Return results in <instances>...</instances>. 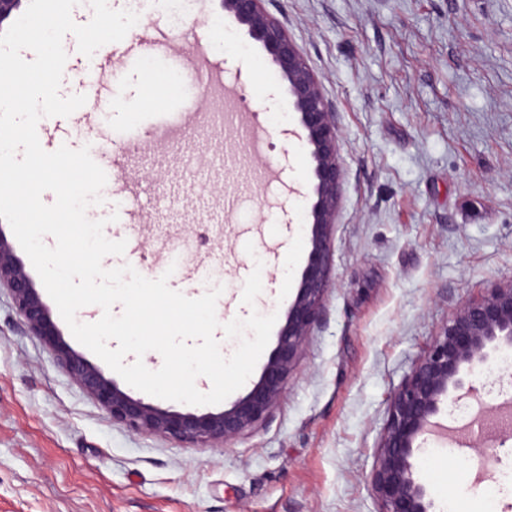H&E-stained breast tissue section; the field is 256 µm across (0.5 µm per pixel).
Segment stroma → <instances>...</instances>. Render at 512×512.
Wrapping results in <instances>:
<instances>
[{
	"mask_svg": "<svg viewBox=\"0 0 512 512\" xmlns=\"http://www.w3.org/2000/svg\"><path fill=\"white\" fill-rule=\"evenodd\" d=\"M142 22L101 58L74 48L59 93L84 106L49 124L66 144L118 159L87 216L127 240L139 274L177 258L169 286L197 298L219 286L223 322L285 320L307 263L312 162L286 83L262 45L221 7L124 0ZM323 82L340 129L343 199L325 314L271 413L206 447L130 431L87 396L31 336L0 288V512H381L371 490L389 397L466 300L512 281V0H264ZM220 61L233 108L265 125L287 111L261 154L240 166L219 97L185 78L197 41ZM156 77L147 80L145 60ZM195 115L160 141L164 113ZM134 208L137 221H111ZM254 254H247L246 243ZM260 270L262 291L242 302ZM502 358L454 391L412 458L435 512H512V437L497 463L474 421L512 402Z\"/></svg>",
	"mask_w": 512,
	"mask_h": 512,
	"instance_id": "stroma-1",
	"label": "stroma"
}]
</instances>
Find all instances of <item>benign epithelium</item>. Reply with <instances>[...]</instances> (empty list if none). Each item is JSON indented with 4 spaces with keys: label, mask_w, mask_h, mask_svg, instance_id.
Here are the masks:
<instances>
[{
    "label": "benign epithelium",
    "mask_w": 512,
    "mask_h": 512,
    "mask_svg": "<svg viewBox=\"0 0 512 512\" xmlns=\"http://www.w3.org/2000/svg\"><path fill=\"white\" fill-rule=\"evenodd\" d=\"M24 2L0 0V25L18 15ZM221 4L261 43L288 82L289 101L300 116L301 138L314 163L307 265L277 344L252 389L220 412H181L133 397L64 340L12 243L0 233V287L9 289L28 332L52 352L69 377L112 421L134 432L197 445L239 438L280 402L308 336L323 316L332 238L343 198L339 128L322 81L282 23L264 9L263 0H221ZM493 343L512 346V283L495 284L481 298L461 305L390 395L389 418L371 477L382 512H431L411 463L415 444L450 391L462 387V370L481 369Z\"/></svg>",
    "instance_id": "7a95c632"
}]
</instances>
